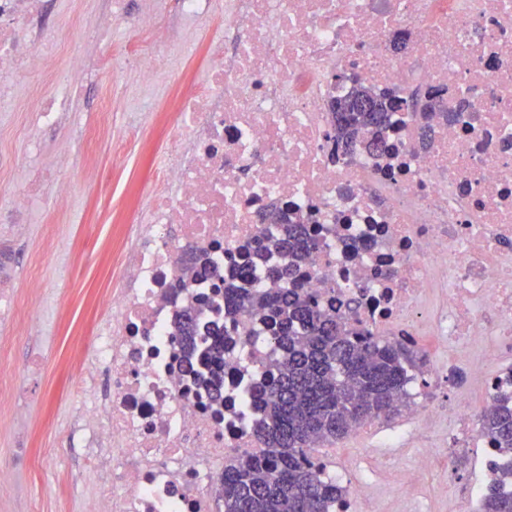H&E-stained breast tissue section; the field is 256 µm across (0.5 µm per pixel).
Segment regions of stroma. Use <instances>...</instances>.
Listing matches in <instances>:
<instances>
[{
    "instance_id": "1",
    "label": "stroma",
    "mask_w": 512,
    "mask_h": 512,
    "mask_svg": "<svg viewBox=\"0 0 512 512\" xmlns=\"http://www.w3.org/2000/svg\"><path fill=\"white\" fill-rule=\"evenodd\" d=\"M135 93L133 73L120 67L84 77L80 110L72 120L88 166L104 171L112 183L110 190L98 193L85 184L87 167L61 166L56 135L37 128L35 113L0 112V204L7 203L10 190L23 185L25 168L17 157L33 140L40 143L35 164L57 171L79 202L78 217L73 220L55 210L53 193H43L35 223L19 232L0 229V269L12 273L20 284L16 322L0 326V395L10 396L19 388L27 392L17 408L0 409V470L13 466L16 419L27 420L35 455L32 469L20 474L18 493L9 499L0 497V512H66L72 499L86 489L83 443L74 418L82 400L76 360L89 348L105 290L118 270L125 226L149 183L153 156L164 143L158 123L139 137H124L126 116L113 104ZM104 111L110 114L105 124L100 121ZM68 246L73 249L69 285L57 289L54 301L53 352L41 374L32 376L25 363L38 341L42 310L26 284L32 281L44 289H56L59 271L52 254ZM452 432L450 422L425 425L399 414L367 423L318 454L330 469L336 459L349 454L366 458L358 476L375 483L372 512H463L465 486L489 477L483 468V449L462 455L452 465L440 462L424 474L418 504L404 498L394 480L380 477L381 464L411 469L423 450L443 446ZM388 434L399 435L397 446H385Z\"/></svg>"
}]
</instances>
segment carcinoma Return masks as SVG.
Wrapping results in <instances>:
<instances>
[{
  "mask_svg": "<svg viewBox=\"0 0 512 512\" xmlns=\"http://www.w3.org/2000/svg\"><path fill=\"white\" fill-rule=\"evenodd\" d=\"M374 111L345 112L348 92L331 105L336 136L344 146L382 139L387 122V94L369 88ZM268 247L288 260V267L311 256L316 242L303 225L288 223V233ZM224 305L232 313L264 309L270 333L282 359L277 374L255 388L261 419L255 436L258 455H246L224 468L220 477L224 512H330L345 493L336 480L321 475L310 457L312 445L335 443L355 428L397 410L412 380L406 365L414 351L387 337L352 340L342 319L304 297L294 281L268 292L225 289ZM179 331L193 348L194 316H181ZM224 337L215 335L205 358L215 365L197 384L220 398ZM482 430L501 453L511 457L491 468L479 512H512V402L506 398L480 412Z\"/></svg>",
  "mask_w": 512,
  "mask_h": 512,
  "instance_id": "obj_1",
  "label": "carcinoma"
}]
</instances>
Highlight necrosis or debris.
<instances>
[{
  "label": "necrosis or debris",
  "instance_id": "necrosis-or-debris-1",
  "mask_svg": "<svg viewBox=\"0 0 512 512\" xmlns=\"http://www.w3.org/2000/svg\"><path fill=\"white\" fill-rule=\"evenodd\" d=\"M166 14L165 0H142L133 16L126 0H99L101 24L149 35L125 59L141 95L124 134L150 119L165 141L79 363L87 489L77 512H224L218 476L257 452L251 390L279 360L267 313L227 316L224 285L273 288L281 257L255 255L279 231L273 211L319 243L298 272L305 294L359 335L413 349L428 336L467 369L481 398L428 396L407 413L453 419V452L483 448L495 463L475 415L479 402L512 395V367L489 371L512 354V0H177ZM64 37L47 0H0L1 107L16 82L47 71ZM194 44L207 51L204 76H179L176 100L157 98L172 54ZM111 64L108 50L74 51L37 103L63 162L78 160V79ZM356 84L401 104L375 150L336 141L330 104ZM49 185L69 211L70 190L32 166L0 224L29 223ZM187 310L199 350L209 327L224 332L221 402L183 360L176 324Z\"/></svg>",
  "mask_w": 512,
  "mask_h": 512
}]
</instances>
